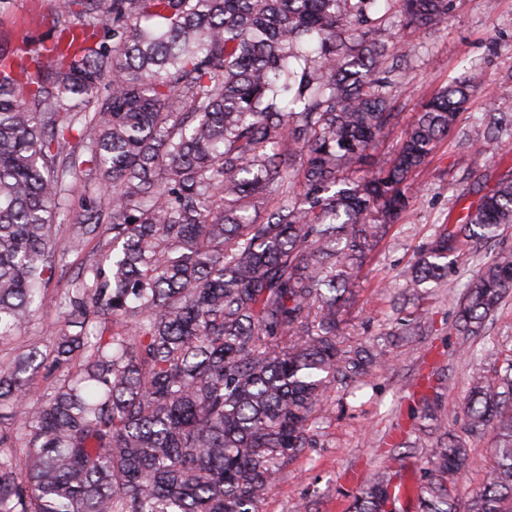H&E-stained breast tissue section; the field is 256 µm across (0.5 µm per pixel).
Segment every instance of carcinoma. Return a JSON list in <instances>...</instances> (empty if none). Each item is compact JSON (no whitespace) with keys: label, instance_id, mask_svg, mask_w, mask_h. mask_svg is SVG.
I'll list each match as a JSON object with an SVG mask.
<instances>
[{"label":"carcinoma","instance_id":"obj_1","mask_svg":"<svg viewBox=\"0 0 512 512\" xmlns=\"http://www.w3.org/2000/svg\"><path fill=\"white\" fill-rule=\"evenodd\" d=\"M454 2L57 0L50 42L0 52V346L45 310L62 324L49 354L0 357V412L23 417L0 432V512H259L336 384L389 365L338 345L354 277L481 77L435 94L380 154L399 116L380 32L394 12L437 26ZM486 116L497 144L512 119ZM86 163L101 194L67 250L98 237L102 258L53 299L59 168L78 182ZM511 226L510 167L437 227L405 286L446 287L473 241ZM511 297L502 246L456 304L459 346ZM437 400L420 395L432 425L413 428L431 463L419 507L457 512L450 488L477 462L446 430L426 443ZM463 413L496 456L466 512H512V360L472 377ZM397 501L378 472L351 512Z\"/></svg>","mask_w":512,"mask_h":512}]
</instances>
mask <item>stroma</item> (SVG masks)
I'll use <instances>...</instances> for the list:
<instances>
[{"instance_id":"1","label":"stroma","mask_w":512,"mask_h":512,"mask_svg":"<svg viewBox=\"0 0 512 512\" xmlns=\"http://www.w3.org/2000/svg\"><path fill=\"white\" fill-rule=\"evenodd\" d=\"M39 0H10L0 9V45H12L22 35L34 44L48 41L50 22L30 24ZM385 41L402 46L405 57L396 76L395 109L408 123L423 102L467 71L486 77L461 111L457 124L430 164L415 177L408 190V210L378 245L355 279V297L344 314L343 341L385 349L392 363L373 376L349 386H337L328 402L315 413L311 446L301 449L284 466L275 488L261 504V512H348L363 482L376 471L393 474L411 493L430 467L426 449H395L408 436L415 407L413 395L423 375L439 368L437 384L451 434H464L462 406L473 370H490L512 357V305L486 327L474 342L480 355H461L455 337L449 300L429 292L416 300L424 319L422 333L411 344L388 336L401 315L403 271L435 225L448 218L458 198L472 202L486 191L485 176L512 166L500 159L489 144L481 122L487 105L512 114V0H461L447 23L418 32L401 28L391 19ZM97 240L82 252L57 255L56 275L49 296L69 288L79 271L99 259ZM467 446L478 467L467 470L450 496L458 512H465L494 465L491 436L470 437Z\"/></svg>"}]
</instances>
